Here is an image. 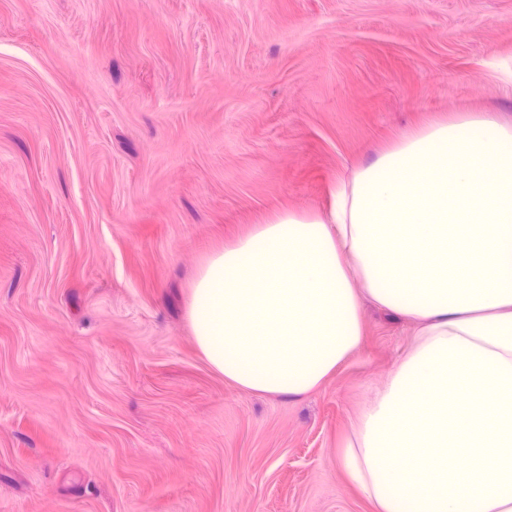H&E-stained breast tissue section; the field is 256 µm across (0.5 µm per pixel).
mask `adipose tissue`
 Segmentation results:
<instances>
[{
	"label": "adipose tissue",
	"mask_w": 512,
	"mask_h": 512,
	"mask_svg": "<svg viewBox=\"0 0 512 512\" xmlns=\"http://www.w3.org/2000/svg\"><path fill=\"white\" fill-rule=\"evenodd\" d=\"M365 297L415 332L352 423L348 474L377 512H512L511 126L474 112L405 133L327 210L212 256L188 318L225 379L303 395L360 347Z\"/></svg>",
	"instance_id": "ef3b65f1"
}]
</instances>
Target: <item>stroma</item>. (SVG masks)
<instances>
[{"label":"stroma","instance_id":"stroma-1","mask_svg":"<svg viewBox=\"0 0 512 512\" xmlns=\"http://www.w3.org/2000/svg\"><path fill=\"white\" fill-rule=\"evenodd\" d=\"M512 0H0V512H375L342 462L414 324L302 396L200 352V268L415 127L512 125Z\"/></svg>","mask_w":512,"mask_h":512}]
</instances>
